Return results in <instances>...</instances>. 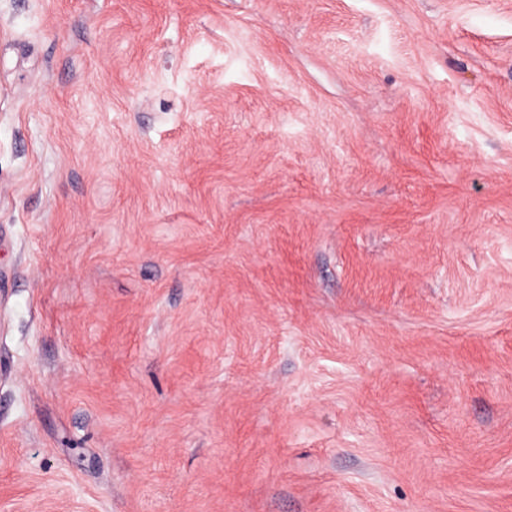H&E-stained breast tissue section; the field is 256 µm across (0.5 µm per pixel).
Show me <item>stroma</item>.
Returning a JSON list of instances; mask_svg holds the SVG:
<instances>
[{
	"label": "stroma",
	"mask_w": 512,
	"mask_h": 512,
	"mask_svg": "<svg viewBox=\"0 0 512 512\" xmlns=\"http://www.w3.org/2000/svg\"><path fill=\"white\" fill-rule=\"evenodd\" d=\"M0 512H512V0H0Z\"/></svg>",
	"instance_id": "35a3bbf8"
}]
</instances>
